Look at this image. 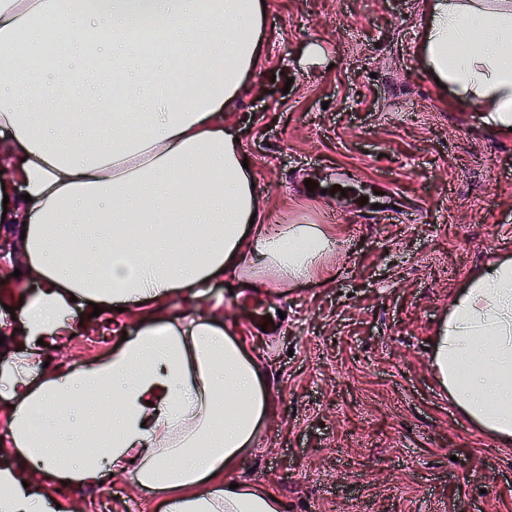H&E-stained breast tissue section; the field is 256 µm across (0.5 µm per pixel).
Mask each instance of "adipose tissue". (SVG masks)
Listing matches in <instances>:
<instances>
[{
  "instance_id": "1",
  "label": "adipose tissue",
  "mask_w": 512,
  "mask_h": 512,
  "mask_svg": "<svg viewBox=\"0 0 512 512\" xmlns=\"http://www.w3.org/2000/svg\"><path fill=\"white\" fill-rule=\"evenodd\" d=\"M146 16L163 17L197 61L177 95L161 88L167 58L146 56L133 35ZM94 17L111 25L112 83L124 91L107 121L106 98L80 79L44 81L14 59L21 32L59 57L98 45ZM262 17L261 0H98L89 12L68 0H0V184L37 285L19 320L0 322L1 336L26 344L0 366V512H39L57 484L95 487L114 474L161 495L162 512H288L269 488L230 486L268 411L260 363L220 319L166 313L224 277L245 288L309 277L329 249L317 225L265 224L243 145L224 122L259 62ZM511 37L512 0L429 4V71L454 105L479 107L502 133L512 127V52L502 47ZM57 112L69 114L66 127L52 123ZM178 218L181 231L156 232ZM92 229L100 245L87 250ZM91 302L110 313L147 307L152 321L104 362L33 377ZM430 363L450 405L511 445L512 258L452 294Z\"/></svg>"
}]
</instances>
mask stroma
Masks as SVG:
<instances>
[{"mask_svg":"<svg viewBox=\"0 0 512 512\" xmlns=\"http://www.w3.org/2000/svg\"><path fill=\"white\" fill-rule=\"evenodd\" d=\"M262 54L234 102L257 205L274 224H317L331 238L322 274L249 290L209 284L168 312L236 327L270 396L256 447L234 480L271 488L289 512H512V446L477 431L430 367L448 298L496 256L512 255V136L477 108L451 105L425 66L430 0H264ZM382 180L406 219L342 212L302 193L304 165ZM279 316L249 333V311ZM145 321L124 314L81 329L49 362L105 360ZM113 500L54 490L68 512H160L126 475Z\"/></svg>","mask_w":512,"mask_h":512,"instance_id":"stroma-1","label":"stroma"}]
</instances>
